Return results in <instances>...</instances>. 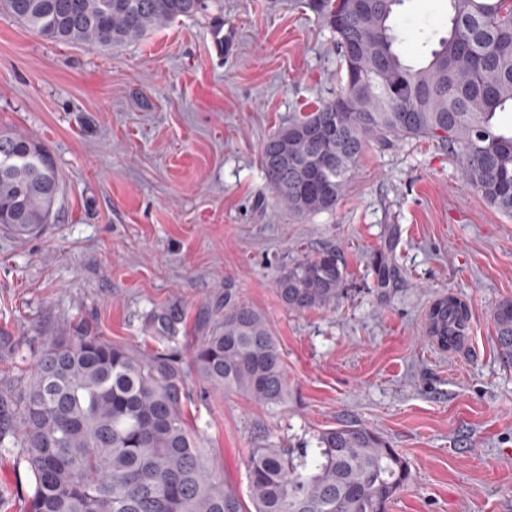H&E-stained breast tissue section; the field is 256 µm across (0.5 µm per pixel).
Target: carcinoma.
<instances>
[{
  "instance_id": "carcinoma-1",
  "label": "carcinoma",
  "mask_w": 512,
  "mask_h": 512,
  "mask_svg": "<svg viewBox=\"0 0 512 512\" xmlns=\"http://www.w3.org/2000/svg\"><path fill=\"white\" fill-rule=\"evenodd\" d=\"M402 0H321L345 76L336 95L290 119L261 164L278 201L297 217L336 209L372 141L423 138L448 145L464 177L512 213V132L494 123L512 107V0H449L448 35L422 64L408 63L388 21ZM33 33L110 48L191 16L199 0H4ZM0 231L18 238L55 221L62 183L48 150L0 131ZM334 249L283 266L275 280L296 312L342 295ZM469 313L442 298L428 335L451 348ZM500 355L512 363V299L492 312ZM185 360L88 331L51 336L16 391L0 389V446L18 449L32 480L27 512H387L411 480L405 459L376 431L341 424L313 448L251 449L250 503L210 460L187 408V373L213 389L274 408L288 403V372L269 318L235 288L206 312Z\"/></svg>"
}]
</instances>
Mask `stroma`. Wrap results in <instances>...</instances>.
<instances>
[{
  "label": "stroma",
  "mask_w": 512,
  "mask_h": 512,
  "mask_svg": "<svg viewBox=\"0 0 512 512\" xmlns=\"http://www.w3.org/2000/svg\"><path fill=\"white\" fill-rule=\"evenodd\" d=\"M448 0H403L390 24L423 63L448 32ZM234 42L217 54L214 23ZM336 38L313 0H203L112 49L39 37L0 10V129L50 151L58 221L0 232V384L29 375L47 337L84 325L117 342L186 348L227 288L270 319L288 367L287 406L267 409L189 378V416L240 494L251 448H295L361 424L413 475L388 512H512V365L492 311L512 298V215L424 139L368 145L335 210L300 219L272 192L267 140L336 93ZM325 248L346 268L335 305L288 310L275 278ZM395 268L385 288L380 263ZM468 300L463 353L435 346L430 307ZM175 318L156 338L153 315ZM30 478L0 448V512H26Z\"/></svg>",
  "instance_id": "stroma-1"
}]
</instances>
